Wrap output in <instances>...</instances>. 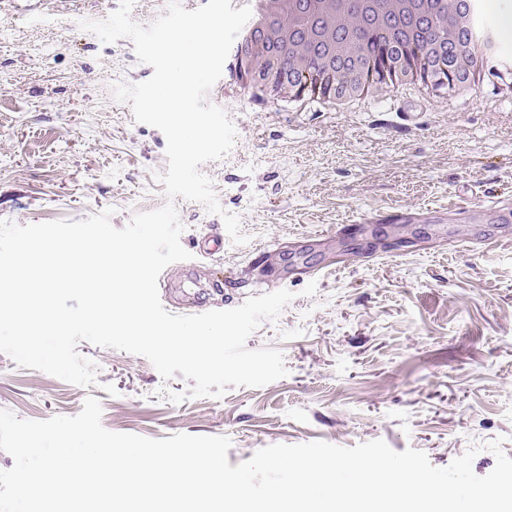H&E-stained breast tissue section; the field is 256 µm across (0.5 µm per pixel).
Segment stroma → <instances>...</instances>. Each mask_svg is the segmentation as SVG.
<instances>
[{
  "instance_id": "obj_1",
  "label": "stroma",
  "mask_w": 512,
  "mask_h": 512,
  "mask_svg": "<svg viewBox=\"0 0 512 512\" xmlns=\"http://www.w3.org/2000/svg\"><path fill=\"white\" fill-rule=\"evenodd\" d=\"M120 0H0V220H82L172 205L180 242L223 238L197 257L216 281L206 310L293 293L247 340L280 350L288 376L220 398L173 403L191 383L163 380L146 358L80 342L97 366L83 388L23 368L0 353V409L24 420L78 414L87 396L110 431L152 439L225 436L230 465L266 446L383 440L447 466L479 446L472 468L490 473L488 442L512 457V223L491 224L481 202L512 211V96L496 73L449 97L385 88L349 112L296 109L208 93L236 128L222 159L201 165L222 212L240 217L234 244L221 214L169 197L166 139L135 122L114 89L148 79L130 39L83 30ZM405 221L382 224L387 209ZM354 217L353 239L333 238ZM497 243L481 248V238Z\"/></svg>"
}]
</instances>
